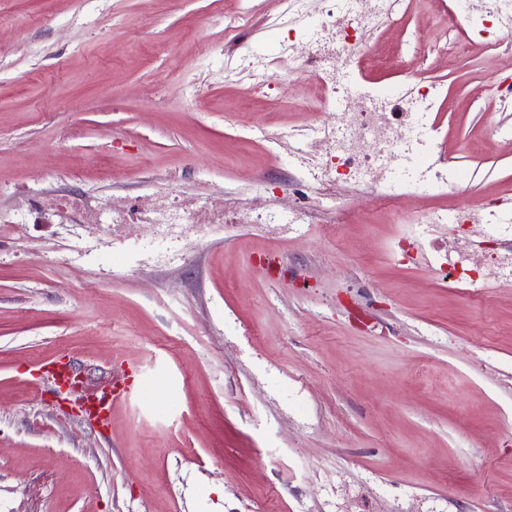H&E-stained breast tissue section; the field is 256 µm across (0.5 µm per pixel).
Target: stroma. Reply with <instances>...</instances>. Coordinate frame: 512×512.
Listing matches in <instances>:
<instances>
[{
	"label": "stroma",
	"instance_id": "obj_1",
	"mask_svg": "<svg viewBox=\"0 0 512 512\" xmlns=\"http://www.w3.org/2000/svg\"><path fill=\"white\" fill-rule=\"evenodd\" d=\"M403 0L354 82L440 85L461 172L398 204L298 184L297 134L329 120L313 67L260 82L229 61L283 47L282 0H0V214L77 189L220 224L0 230V512H512V286L449 287L421 215L512 207V78L497 33ZM313 209L291 234L243 214ZM70 400L120 378L98 427Z\"/></svg>",
	"mask_w": 512,
	"mask_h": 512
}]
</instances>
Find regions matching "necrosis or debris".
Returning <instances> with one entry per match:
<instances>
[{
	"label": "necrosis or debris",
	"mask_w": 512,
	"mask_h": 512,
	"mask_svg": "<svg viewBox=\"0 0 512 512\" xmlns=\"http://www.w3.org/2000/svg\"><path fill=\"white\" fill-rule=\"evenodd\" d=\"M284 22L304 25L319 59L316 72L322 82V105L334 111L333 122L317 127L314 138L323 146L319 159L307 150L295 156L302 180L322 186L344 181L367 189L385 201L416 191L419 185L440 191L455 183L457 166L445 158H434V134L439 126L434 109L442 98L435 85H419L402 112L390 111L386 94L366 88L351 90L345 78L362 70L369 50L357 38L358 32L374 28L379 21L392 20L389 0H321L318 17H310L308 0H284ZM452 26L463 28L477 23L484 29L512 32V0H483L479 13L449 11ZM57 216L69 224H197L198 211L179 204L145 214L136 210H116L108 203L92 202L77 192L54 200L31 195L10 221L38 224L45 216ZM431 224H472L484 239L496 242L497 250L483 252L478 241L464 233L452 235L443 252L448 274L458 287L475 288L482 283L512 284V215L487 207L465 212L429 215Z\"/></svg>",
	"instance_id": "4bbe7bcc"
}]
</instances>
